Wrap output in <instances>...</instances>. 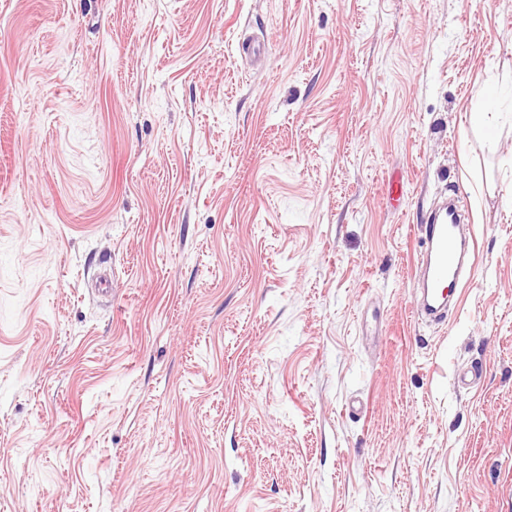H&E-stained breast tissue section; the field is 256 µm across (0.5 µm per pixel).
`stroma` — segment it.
I'll list each match as a JSON object with an SVG mask.
<instances>
[{
	"label": "stroma",
	"instance_id": "1",
	"mask_svg": "<svg viewBox=\"0 0 512 512\" xmlns=\"http://www.w3.org/2000/svg\"><path fill=\"white\" fill-rule=\"evenodd\" d=\"M0 512H512V0H0ZM460 220V210L454 201L444 204L426 219L428 249L419 260L425 295L423 316L434 315L444 307L452 288L460 281L466 245L460 234Z\"/></svg>",
	"mask_w": 512,
	"mask_h": 512
}]
</instances>
